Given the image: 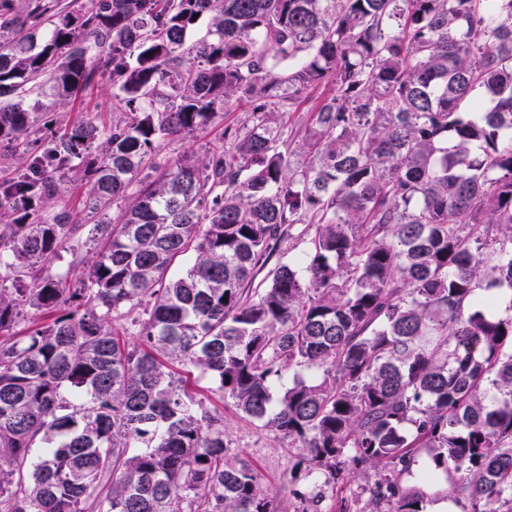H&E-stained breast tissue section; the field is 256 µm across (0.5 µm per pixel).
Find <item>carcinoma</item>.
<instances>
[{"mask_svg": "<svg viewBox=\"0 0 512 512\" xmlns=\"http://www.w3.org/2000/svg\"><path fill=\"white\" fill-rule=\"evenodd\" d=\"M86 2L0 0V143L29 157L0 182V334L48 317L0 337V512H278L177 365L301 449L302 512L348 463L362 512H425L422 451L462 512H512V0ZM103 58L128 119L31 153ZM238 109L224 147L157 160ZM72 172L83 213L44 211ZM332 86L330 84L319 87L310 92L308 99L300 106L298 112H290L283 118L285 122V129L288 130V134L291 129L294 131L301 129V135L304 132V128L307 125L311 111L317 104V102L331 93Z\"/></svg>", "mask_w": 512, "mask_h": 512, "instance_id": "cac0c4a2", "label": "carcinoma"}]
</instances>
